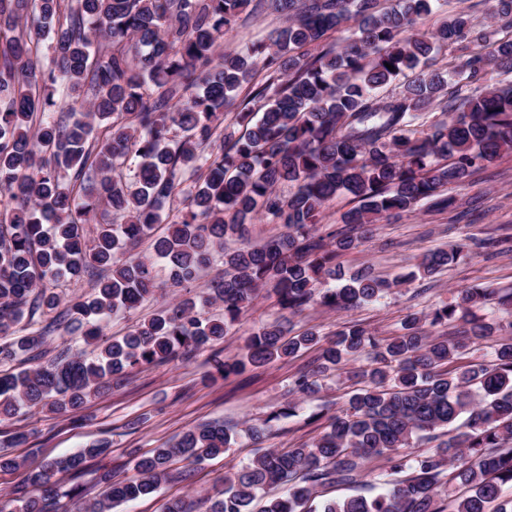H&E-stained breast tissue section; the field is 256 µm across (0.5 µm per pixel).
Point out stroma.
<instances>
[{
	"mask_svg": "<svg viewBox=\"0 0 512 512\" xmlns=\"http://www.w3.org/2000/svg\"><path fill=\"white\" fill-rule=\"evenodd\" d=\"M243 16V22L225 36L222 51L265 41L270 31L283 23L278 14L266 9H248ZM452 194L457 200L454 212H436L420 205L413 213L375 224L369 238L341 256L345 274L366 268L392 281V289L380 301L349 312L314 305L293 315L282 310L276 294L266 288L215 350L198 351L160 366L136 368L120 387L104 391L83 409L63 415L25 410L0 424V440L17 432L27 436L23 444L11 450L20 467L0 470V495L25 485L28 472L38 469L46 459L71 454L95 440L109 441V453L102 463L124 478L133 475L136 457L174 443L198 424L222 421L239 427L248 420L257 424L267 419L270 411L288 402V390L296 377L314 366L317 348L225 378L211 374L213 354L224 359L239 357L245 337L264 323L278 319L291 332L313 329L326 337L359 324L378 337L390 338L397 334L406 315L428 313L452 303L457 289L512 291V154L501 155L477 169L468 183L453 189ZM456 243L469 246L461 261L432 277L417 274L427 251ZM157 280L159 288L153 297L134 312L107 322L106 337L123 336L171 300L173 291L167 286L165 270H158ZM366 364L362 356L328 370L319 393L300 399L297 416L272 422L261 442L241 433L224 455L194 464L174 458L168 478L156 493L119 505L113 512H163L165 503L173 498L183 499L189 512H208L209 499L215 489L223 487L226 474L266 449L285 450L322 433L329 416L343 406L352 390L353 371ZM187 469L193 474L191 481H179L178 473Z\"/></svg>",
	"mask_w": 512,
	"mask_h": 512,
	"instance_id": "obj_1",
	"label": "stroma"
}]
</instances>
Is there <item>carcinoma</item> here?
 Wrapping results in <instances>:
<instances>
[{
  "instance_id": "cac0c4a2",
  "label": "carcinoma",
  "mask_w": 512,
  "mask_h": 512,
  "mask_svg": "<svg viewBox=\"0 0 512 512\" xmlns=\"http://www.w3.org/2000/svg\"><path fill=\"white\" fill-rule=\"evenodd\" d=\"M445 2L265 0L283 25L268 42L217 58L249 0H0V422L23 408L78 409L131 369L212 347L263 288L292 313L312 303L346 311L384 297L389 282L347 278L337 268L356 238L331 232L326 244L316 235L325 205L352 197L342 223L362 237L423 202L455 208L448 188L512 152V80H505L512 35L492 38L465 11L420 31L417 21ZM494 2L491 19L512 29V0ZM341 28L344 44H327ZM44 38L53 50L48 66ZM442 48L466 52L457 69L435 67ZM258 66L268 76L238 100ZM60 78L63 105L55 99ZM395 82L398 90L382 94ZM234 105L239 134L224 126V110ZM435 105L443 118L418 130ZM184 172L197 176L186 189ZM98 212L102 222L88 227ZM109 212L120 223L108 221ZM256 215L282 231L250 244L246 221ZM162 223L167 231L154 240L153 257L135 255ZM233 236L243 245L231 250L225 240ZM464 248L428 252L418 269L434 275ZM217 256L224 275L201 294L180 293L122 339H103L109 317L154 294L158 265L172 287L186 288ZM101 267L111 274L95 281L94 294L61 308L60 288ZM489 295L462 288L455 303L408 316L391 339L358 325L328 339L313 331L289 337L276 321L244 339L240 358H214L225 378L317 346L320 363L290 389L304 397L349 356L365 354L371 364L354 373L361 387L323 434L287 451L268 449L225 476L210 512H249L277 487L284 492L262 512H512V498L502 495L512 484V336L489 360L463 364L468 342L488 337L491 326L474 321L454 339L425 330L467 320ZM216 302L224 316L201 318L199 308ZM66 320L99 350L96 359L62 348L42 361L51 328ZM24 358L37 366L6 369ZM438 429L444 439L435 448L403 452ZM232 437L224 423H204L139 458L129 478L99 467L92 481L106 491L78 512H112L151 494L173 457L220 455ZM107 448L96 441L47 461L0 512H52L58 476L83 477ZM382 456L388 475L404 478L383 481L375 496L318 500L323 487L364 484L368 462Z\"/></svg>"
}]
</instances>
